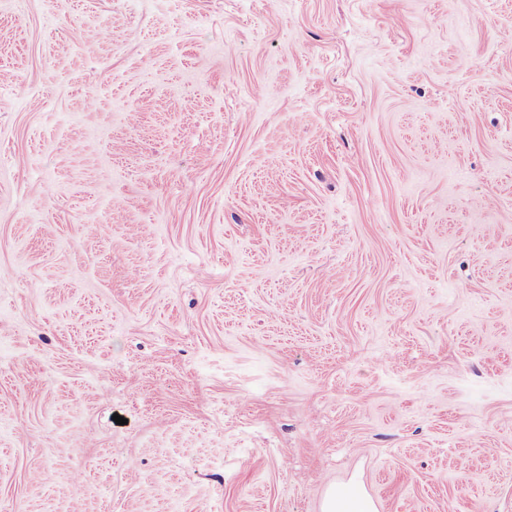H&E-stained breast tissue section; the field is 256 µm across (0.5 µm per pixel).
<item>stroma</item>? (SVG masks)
<instances>
[{
  "label": "stroma",
  "mask_w": 512,
  "mask_h": 512,
  "mask_svg": "<svg viewBox=\"0 0 512 512\" xmlns=\"http://www.w3.org/2000/svg\"><path fill=\"white\" fill-rule=\"evenodd\" d=\"M353 474L512 512V0H0V512Z\"/></svg>",
  "instance_id": "1"
}]
</instances>
